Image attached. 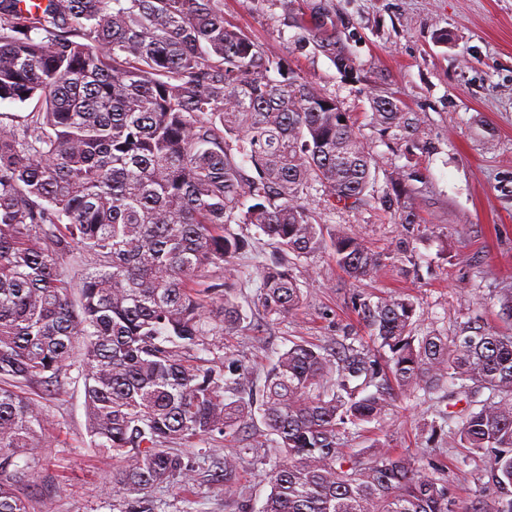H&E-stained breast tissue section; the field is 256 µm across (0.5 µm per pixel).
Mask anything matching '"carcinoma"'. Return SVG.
I'll list each match as a JSON object with an SVG mask.
<instances>
[{"label":"carcinoma","mask_w":512,"mask_h":512,"mask_svg":"<svg viewBox=\"0 0 512 512\" xmlns=\"http://www.w3.org/2000/svg\"><path fill=\"white\" fill-rule=\"evenodd\" d=\"M325 18L319 6L303 29L352 76ZM36 95L38 110L0 113V512H31L54 483L51 420L23 388L58 394L74 368L118 512H156L152 492L195 472L173 444L218 435L233 445L220 493L248 454L280 450L260 512H512V333L416 336V301L394 295L359 304L379 352L294 342L258 399L246 365L224 355L247 319L222 279L249 248L233 226L273 248L257 267L269 318L303 301L288 260L329 249L359 280L397 254L352 230L326 236L305 206L316 184L334 208L361 206L375 156L333 98L224 20L223 0H0V100ZM373 119L399 139L418 128L392 98H376ZM415 180L396 172L384 201L407 227ZM420 392L469 398L431 436L457 422L460 464L487 458L493 506L457 504L415 453L346 457L350 428ZM256 411L265 432L252 435Z\"/></svg>","instance_id":"cac0c4a2"}]
</instances>
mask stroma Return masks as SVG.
Returning <instances> with one entry per match:
<instances>
[{"label": "stroma", "instance_id": "obj_1", "mask_svg": "<svg viewBox=\"0 0 512 512\" xmlns=\"http://www.w3.org/2000/svg\"><path fill=\"white\" fill-rule=\"evenodd\" d=\"M322 4L328 21L355 59L358 72H340L304 39L300 20ZM224 17L267 54L334 98L349 112L377 159L368 200L360 208L335 209L322 190H310L306 206L327 227L350 226L376 249L409 247L412 260L387 263L372 280L356 281L340 271L329 252L290 263L303 303L280 320L267 319L252 299L256 266L271 254L266 239H252L233 264L237 300L247 314L224 350L243 360L254 390H261L270 364L291 342L323 345L345 335L369 341L355 299L370 302L390 293L413 297L421 308L415 333L455 335L467 323L506 330L499 298L512 289V0H224ZM379 96L398 98L416 113V134L396 141L380 135L372 119ZM416 170L410 203L419 222L405 232L397 217L381 209L390 176ZM40 401L53 426L48 450L56 489L34 499V512H113L112 460L86 446L84 386L71 371L64 393L26 388ZM438 400L398 401L377 423L352 429L345 448L367 456L382 445L416 452L421 461L446 467L452 497L467 503L496 493L484 458L458 462L462 450L446 436L430 441ZM207 470L183 487L157 490L165 512H257L270 491L271 448L248 455L238 492L225 498L211 480L220 471L224 441L205 443Z\"/></svg>", "mask_w": 512, "mask_h": 512}]
</instances>
